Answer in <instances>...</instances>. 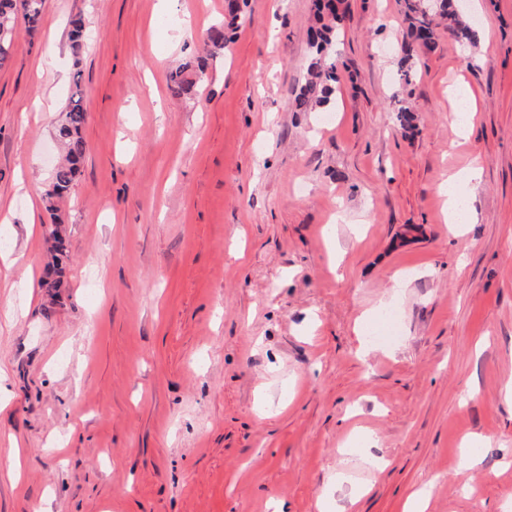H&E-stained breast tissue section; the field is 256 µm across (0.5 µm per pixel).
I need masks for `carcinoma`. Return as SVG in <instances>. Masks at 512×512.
Wrapping results in <instances>:
<instances>
[{
	"label": "carcinoma",
	"instance_id": "carcinoma-1",
	"mask_svg": "<svg viewBox=\"0 0 512 512\" xmlns=\"http://www.w3.org/2000/svg\"><path fill=\"white\" fill-rule=\"evenodd\" d=\"M43 0H0V67L10 59V46L15 31L17 15H22L34 24L41 15ZM405 17L408 23L409 39L402 45L401 79L410 82L415 76L413 61L419 57L420 50L435 51L436 18L448 21V29L458 39L471 44L477 43L478 30L463 19L458 13L454 0H437L435 8L430 9L424 0H404ZM318 11L319 25L311 29L310 46L314 57L310 72L313 81L302 85L294 97L297 110H310L311 103L324 105L335 92L338 80L336 60L333 57L339 25L344 20L346 11L343 0H315ZM70 40L74 53H79L85 40L86 24L84 18L77 17L71 21ZM81 72L73 75L72 88L63 111L62 120L56 131V138L62 144L65 155L51 172V178L45 189V208L51 220H57V204L68 197L75 185L80 165L83 160L86 143L84 126L87 121V108L84 93L80 85ZM48 240L51 242L53 261L46 271V280L42 286L56 288L60 284L69 259L64 237L57 230L51 231Z\"/></svg>",
	"mask_w": 512,
	"mask_h": 512
}]
</instances>
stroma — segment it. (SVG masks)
<instances>
[{
    "instance_id": "1",
    "label": "stroma",
    "mask_w": 512,
    "mask_h": 512,
    "mask_svg": "<svg viewBox=\"0 0 512 512\" xmlns=\"http://www.w3.org/2000/svg\"><path fill=\"white\" fill-rule=\"evenodd\" d=\"M346 5L335 100L309 112L312 0H247L221 46L227 0H44L19 28L0 67V512H318L339 473L361 490L346 512L422 488L426 512H512V0H458L478 46L438 29L407 86L401 0ZM76 76L86 155L44 288ZM474 161L453 232L441 187ZM467 437L491 440L474 466ZM473 108L474 96L471 91L463 85L454 87L449 98L448 124L457 136L466 135L471 125ZM48 240L51 242L53 261L47 268L46 280L43 281L42 286L45 288H58L60 278L67 267L69 254L67 246L65 245L64 237L57 229L51 231Z\"/></svg>"
}]
</instances>
